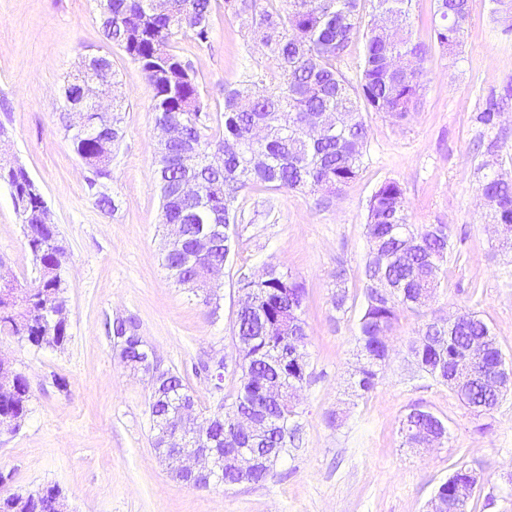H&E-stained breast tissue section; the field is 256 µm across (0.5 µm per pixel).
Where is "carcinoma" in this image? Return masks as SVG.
<instances>
[{"mask_svg": "<svg viewBox=\"0 0 512 512\" xmlns=\"http://www.w3.org/2000/svg\"><path fill=\"white\" fill-rule=\"evenodd\" d=\"M492 2L496 20L504 31H511L512 0ZM472 5L473 0H436L434 36L439 47L452 53L462 45ZM103 6L104 36L124 51L150 86L155 123L182 125L197 148L196 164L190 168L176 164L184 150L181 141L167 144L157 156L162 223L184 225L181 240L169 245L162 266L183 287L203 280L214 264H231L234 226L242 220L239 199L246 190L260 186L270 191L339 193L359 176L369 139L363 113L382 112L400 126L420 104L427 49L405 33L412 0H224V13L244 21L245 51L262 48L269 64L255 63L244 80L224 91L219 118L209 112L191 61L176 50L184 39L198 46L210 43L214 0H170L164 12L151 8L150 0H103ZM186 14L199 18L201 26L183 29L180 21ZM361 31L366 38L364 63L354 85L340 65ZM395 56L406 62L400 71L392 66ZM326 113L336 114L335 129L321 140L308 138L305 128ZM95 122L94 136L76 131L70 138L73 151L89 170L91 189L111 177L112 152L123 137L121 113H98ZM188 178L202 188L195 210L179 194V185ZM0 181L22 194L19 215L27 246L41 271L28 287L0 283V333L19 336L39 348L60 347L68 335L65 318L59 316L65 309V249L58 242L57 226L23 166L0 163ZM480 190L491 200L494 218L512 222V183L487 175ZM202 225L217 227L223 235L213 252L197 258L195 237ZM367 233L380 243L381 253L370 254L366 264V303L356 336L365 372L355 387L364 394L374 389L379 369L390 357V339L400 314L420 311V294L435 295L450 251L448 225L412 224L404 191L393 180L379 185L368 201ZM265 268L259 279L242 273L236 281L237 287L251 290L254 308L236 316L234 335L250 336L254 343L242 351L236 391L206 415L211 433L198 442L202 448H222L226 454L246 444L286 448L293 438L296 406L270 399L266 389L282 379L273 362L292 343L290 332L307 337L302 318L305 288L280 265L268 262ZM346 283V270L340 266L332 304L342 313L350 300ZM115 332L128 339L131 359L155 355L140 336L135 316L109 328V333ZM485 336L489 344L474 352L473 361L493 366L501 347L489 324L467 310L459 312L457 322L450 318L426 322L422 337L409 345L408 352L418 370L456 387V358ZM459 399L479 411L490 396L473 384ZM29 401L27 380L16 372L12 385L0 389V431L20 428ZM170 410L171 405L151 389L150 419H162ZM247 413L271 426L268 435L248 443L234 431L237 416ZM442 429L448 430L443 419L420 408L401 420L404 434ZM477 482L472 472L460 468L439 485L435 496L446 502L448 494ZM59 495L56 487L9 493L0 496V512H51Z\"/></svg>", "mask_w": 512, "mask_h": 512, "instance_id": "cac0c4a2", "label": "carcinoma"}]
</instances>
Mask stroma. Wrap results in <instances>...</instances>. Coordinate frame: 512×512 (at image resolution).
Wrapping results in <instances>:
<instances>
[{"label":"stroma","instance_id":"stroma-1","mask_svg":"<svg viewBox=\"0 0 512 512\" xmlns=\"http://www.w3.org/2000/svg\"><path fill=\"white\" fill-rule=\"evenodd\" d=\"M492 8L491 0H474L463 45L451 55L433 39L435 0H412L411 39L428 49L417 112L402 126L369 113L360 175L330 203L301 191L244 192L238 254L219 281L221 309L213 315L161 265L168 238L155 176L152 90L104 38L94 0H0V162L28 171L67 253V341L40 349L0 335V356L25 376L31 393L21 429L0 433L8 490L57 487L68 512H428L439 484L462 467L478 478L468 512H512V394L476 414L447 386L418 374L406 353L425 321L469 310L490 325L512 361V247L496 234L480 192L484 168L512 177V34L502 33ZM213 29L210 45L185 40L179 48L211 105L220 106L225 87L237 85L254 61L243 51L240 20L226 19L223 7L213 12ZM88 54L111 60L112 95L124 117L112 176L102 186L116 198L112 211L101 210L88 187L61 104L65 81ZM498 102L495 124L480 123V112ZM387 180L401 184L412 223L448 226L452 251L434 298L422 315H402L375 389L358 397L350 382L360 366L367 203ZM270 261L306 289L310 377L298 393L295 440L263 483L185 487L154 449L149 377L125 368L104 323L135 315L163 367L185 376L198 411L206 412L220 395L192 367L223 360V393H233L240 375L237 275L259 273ZM340 266L354 300L345 313L331 301ZM0 274L24 285L35 278L3 184ZM414 408L446 419L442 446H405L400 421Z\"/></svg>","mask_w":512,"mask_h":512}]
</instances>
